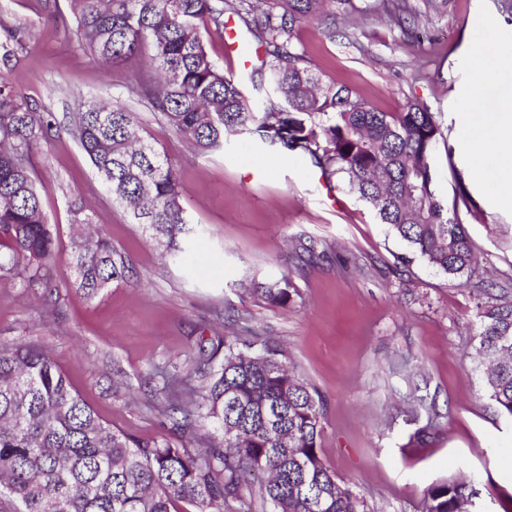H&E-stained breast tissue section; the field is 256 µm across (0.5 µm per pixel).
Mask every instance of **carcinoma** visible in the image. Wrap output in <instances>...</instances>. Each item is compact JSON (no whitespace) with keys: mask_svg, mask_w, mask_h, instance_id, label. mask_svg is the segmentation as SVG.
I'll list each match as a JSON object with an SVG mask.
<instances>
[{"mask_svg":"<svg viewBox=\"0 0 512 512\" xmlns=\"http://www.w3.org/2000/svg\"><path fill=\"white\" fill-rule=\"evenodd\" d=\"M338 0H71L76 35L104 64L143 46L152 50L145 93L166 123L196 153L224 148L229 135L257 138L273 155L305 157L322 175L338 177L407 246L401 263L420 258L453 277L477 264L459 206L434 191L433 155L441 132L417 103L379 112L345 85L321 86L294 43L300 26L328 16ZM236 15L264 53L255 70L266 87L250 100L244 82L224 73L207 51L201 29H224ZM28 33L0 38L3 57ZM59 130L9 82L0 80V280L42 289L45 305L58 285L45 271L57 229L47 223L29 165L40 141ZM130 223L179 260L197 230L180 203L178 173L142 136L134 113L114 102L86 106L69 128ZM69 287L88 298L126 280L130 265L93 222L76 192ZM250 293L286 307L299 296L292 278L253 284ZM475 355L486 365L485 389L496 414L512 420V300L477 303ZM184 400L157 407L170 433L137 438L112 428L73 389L47 350L0 343V512H249L255 492L263 512H368L366 501L341 485L319 448L327 402L288 366L268 340L238 344L218 336L200 349L192 372L168 377ZM477 475L437 483L425 512H485Z\"/></svg>","mask_w":512,"mask_h":512,"instance_id":"obj_1","label":"carcinoma"}]
</instances>
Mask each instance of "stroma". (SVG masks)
Segmentation results:
<instances>
[{
	"instance_id": "stroma-1",
	"label": "stroma",
	"mask_w": 512,
	"mask_h": 512,
	"mask_svg": "<svg viewBox=\"0 0 512 512\" xmlns=\"http://www.w3.org/2000/svg\"><path fill=\"white\" fill-rule=\"evenodd\" d=\"M0 26L33 37L0 63L7 79L44 112L69 125L78 104L112 99L178 170L180 202L198 230L183 262L161 258L141 226L113 204L87 155L66 130L32 155L43 211L58 230L55 313L19 284L0 281V342L47 349L73 388L113 428L163 434L155 407L165 395L153 367L186 375L200 347L231 332L288 349L291 365L328 403L320 453L370 512H424L436 483L475 472L490 512H512V423L485 395L474 356L479 289L512 295V206L494 192L501 166L488 120L512 98V13L501 0H346L336 15L304 24L299 51L324 82L348 86L381 112L415 102L441 128L436 196L464 193L460 216L477 256L471 277L416 259L374 210L298 155L264 163L252 138H229L197 154L138 90L145 54L104 68L80 45L71 0H0ZM486 49L493 76L471 99L468 51ZM469 122H461V113ZM483 142L473 164L465 145ZM133 265L125 282L95 299L70 286L74 192ZM290 274L294 302L271 306L251 281ZM435 403L439 433L418 442Z\"/></svg>"
}]
</instances>
